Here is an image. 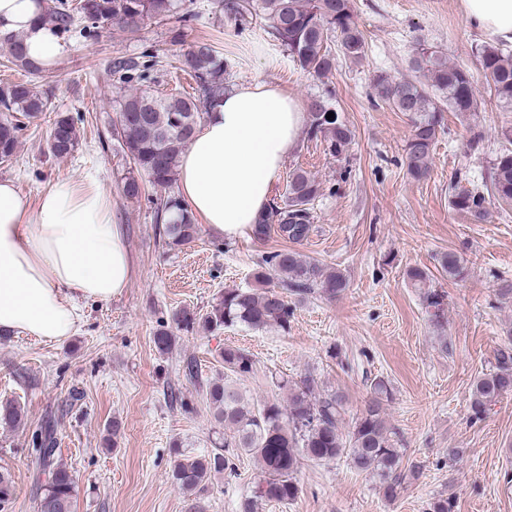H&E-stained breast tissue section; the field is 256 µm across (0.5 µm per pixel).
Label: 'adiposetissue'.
<instances>
[{"label": "adipose tissue", "instance_id": "1", "mask_svg": "<svg viewBox=\"0 0 512 512\" xmlns=\"http://www.w3.org/2000/svg\"><path fill=\"white\" fill-rule=\"evenodd\" d=\"M461 6L474 33L512 45V0ZM43 8V0H0V30L21 33L30 57L49 66L67 46L42 23ZM305 124L300 99L276 84L230 87L180 156V202L211 234L251 233ZM136 274L125 227L99 182L60 180L32 202L0 179V333L65 341L83 303L111 301Z\"/></svg>", "mask_w": 512, "mask_h": 512}]
</instances>
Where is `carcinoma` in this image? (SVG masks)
Listing matches in <instances>:
<instances>
[{"instance_id": "cac0c4a2", "label": "carcinoma", "mask_w": 512, "mask_h": 512, "mask_svg": "<svg viewBox=\"0 0 512 512\" xmlns=\"http://www.w3.org/2000/svg\"><path fill=\"white\" fill-rule=\"evenodd\" d=\"M213 8L241 28L259 26L272 36L275 45L286 53L303 72L323 79L336 68V55L358 62L366 55L362 31L355 22L353 0H213ZM181 12L183 25L198 19L193 10L181 9V0H54L45 7L42 20L60 34L88 38L105 27L134 31L147 22H160ZM338 52H333L332 38ZM0 51L8 64L23 70L29 79L0 85V162L13 159L25 121L39 117L47 108L48 92L38 79L46 67L32 61L17 33L0 32ZM486 81L505 112H512V52L493 45L477 48ZM180 70L196 83V94L149 95L130 86L146 81L157 66L155 56L143 52L135 59L117 58L109 62V73L125 89L117 101V123L113 129L123 153L136 172L125 177L122 191L137 200L145 186L160 190L155 217L160 221L159 235L171 249L184 247L198 237L195 219L183 208L170 189L176 181L181 149L192 139L205 112L224 94L227 63L221 51L209 40L198 39L180 55ZM411 68L418 77L394 80L381 73L373 79V94L396 111L409 115L412 133L402 165L415 181L430 173L431 154L443 126V113L457 112L473 116L478 111L472 76L460 65L448 60L424 43H418ZM307 136L324 144L334 157L345 154L354 137L333 106L331 93L313 97ZM334 113L327 120L328 113ZM504 145L496 154L485 180L461 185L455 176L448 184V204L455 212L475 222L484 220L488 206L495 200L512 204V126L501 129ZM79 144L74 118L60 115L54 121L49 150L56 158L72 154ZM321 194V186L308 171L296 166L288 172L287 188L281 201L273 203L252 228L251 238L264 243L277 236L293 245H302L316 232L311 204ZM441 268L453 279L463 280L467 268L458 253L449 251L440 258ZM410 283L421 290L422 302L433 326L447 323L445 294L429 287L428 273L419 267L406 272ZM255 287L226 289L224 295L200 315L182 309L175 313L176 330L217 332L226 326L246 325L254 329L275 325L288 331L293 310L290 296L317 295L327 301L340 298L348 288L345 275L327 271L318 262L305 258L291 248L267 253L253 272ZM162 353L176 342L173 331L163 327L153 336ZM224 377L199 381L195 359L182 361L178 375L202 388L217 423L224 425L229 437L224 447L200 455L174 450L176 459L172 478L191 497L192 512H206L196 498L211 473L234 470L233 460L240 455L255 458L262 469L253 493L239 503V512H257L263 503L286 505L300 493L298 474L305 461H331L344 457L359 472L375 475L384 498L393 501L404 489L406 480L417 477L422 466L403 464V451L396 447L397 432L387 421L384 401L391 395L387 381L375 378L370 383L371 397L354 419L349 431H341L345 398L339 392L321 388L318 378L306 373L297 380L281 378L276 387L288 392L287 404L272 398L262 404L245 399L236 381L250 376L255 368L254 355L247 349L226 346L222 353ZM512 392V340L495 354V365L477 377L470 394V420L485 418L490 405ZM0 421L20 425L24 411L13 401L0 402ZM30 453L36 468L48 479L40 486L37 512H71L75 479L70 468L59 459L55 420L48 416L32 429ZM14 488L9 476L0 473V509L12 503ZM455 497L441 494L429 503L427 512H455Z\"/></svg>"}]
</instances>
